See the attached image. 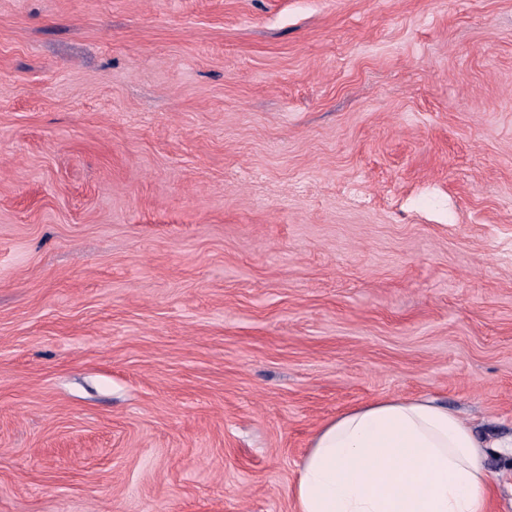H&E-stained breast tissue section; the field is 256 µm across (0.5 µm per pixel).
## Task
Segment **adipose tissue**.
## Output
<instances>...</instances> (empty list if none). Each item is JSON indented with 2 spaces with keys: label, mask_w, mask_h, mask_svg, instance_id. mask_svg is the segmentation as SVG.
<instances>
[{
  "label": "adipose tissue",
  "mask_w": 512,
  "mask_h": 512,
  "mask_svg": "<svg viewBox=\"0 0 512 512\" xmlns=\"http://www.w3.org/2000/svg\"><path fill=\"white\" fill-rule=\"evenodd\" d=\"M488 443L430 397L381 398L313 435L293 512H490Z\"/></svg>",
  "instance_id": "ef3b65f1"
}]
</instances>
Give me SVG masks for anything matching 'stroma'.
Wrapping results in <instances>:
<instances>
[{
    "label": "stroma",
    "mask_w": 512,
    "mask_h": 512,
    "mask_svg": "<svg viewBox=\"0 0 512 512\" xmlns=\"http://www.w3.org/2000/svg\"><path fill=\"white\" fill-rule=\"evenodd\" d=\"M424 395L512 436V0H0V512H292Z\"/></svg>",
    "instance_id": "1"
}]
</instances>
